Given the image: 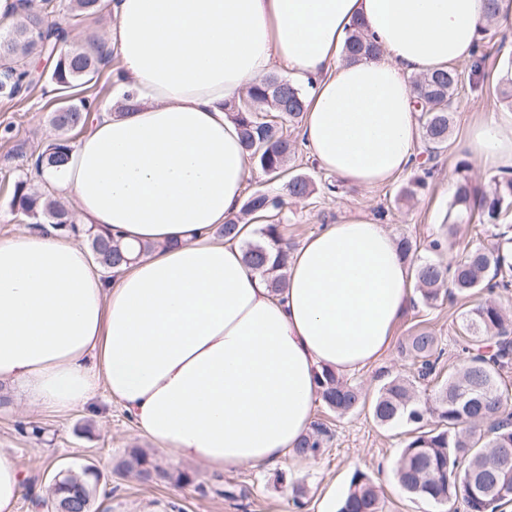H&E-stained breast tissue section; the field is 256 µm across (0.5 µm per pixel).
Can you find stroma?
Returning <instances> with one entry per match:
<instances>
[{"label": "stroma", "instance_id": "obj_1", "mask_svg": "<svg viewBox=\"0 0 512 512\" xmlns=\"http://www.w3.org/2000/svg\"><path fill=\"white\" fill-rule=\"evenodd\" d=\"M486 61L481 75L470 65H457L459 83L451 125V148L435 159L432 177L411 200L400 193L420 175L412 167L390 182L357 187L344 183L327 190L331 175L320 171L306 148H299L285 173L269 178L259 167H252L245 194L262 189L285 198L279 215L280 230L291 249H298L312 234L335 223L342 215L364 213L375 216L394 237L417 241L419 260L442 262L460 260L477 246L494 241L492 227L474 233L461 225L455 238H447L446 223L450 188L458 178L460 161H467L454 147L469 125L494 115L508 117L512 109L500 102L497 85L501 67L512 59V28L483 26L478 41ZM59 93L50 81H41L28 94L14 100L0 98V239L27 231L31 226L11 209L18 181L38 188L42 182L32 168L35 153L59 135L51 122L59 107ZM311 177L315 191L304 199L286 194L291 175ZM445 239L441 252H432L429 243ZM472 300L444 301L436 308L413 302L398 321L390 347L382 359L369 367L348 374L347 380L359 387L366 400L352 413L336 416L323 403L314 407V421L324 423L329 437L324 454L298 467L272 465L212 473L201 464L174 461L156 451L119 404L98 396L91 406L57 414L27 404L17 391L0 384V449L13 453L25 477V493L15 512H36L34 499L47 498L53 475L60 469L94 467L99 474L98 493L92 512H298L292 504V483L306 488L305 506L299 512H336L355 471L361 470L380 487L385 512H441L434 504L407 497L395 480V469L410 429L406 425L386 427L377 424L368 406L379 388L397 375L414 372L410 359L399 352V345L417 327L431 330L443 351L439 380L463 365L460 323ZM139 450L163 469L165 479L141 481L126 470L124 463ZM283 485H276L277 476Z\"/></svg>", "mask_w": 512, "mask_h": 512}]
</instances>
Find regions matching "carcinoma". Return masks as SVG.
<instances>
[{
    "label": "carcinoma",
    "instance_id": "cac0c4a2",
    "mask_svg": "<svg viewBox=\"0 0 512 512\" xmlns=\"http://www.w3.org/2000/svg\"><path fill=\"white\" fill-rule=\"evenodd\" d=\"M101 7V0H68L65 5L58 0H42L36 8L31 0H19L16 22L6 33H0V41L6 38L10 42V51L0 56V97L13 99L41 81L42 76L34 74L25 62L30 55L55 60L50 81L61 93L90 82L107 63L106 57L92 45L56 55L58 43L66 39V29L52 23L49 16L64 8L76 24ZM346 51L350 59L372 57L377 47L357 24ZM457 84L458 74L451 67L412 80L428 162L449 147ZM499 94L501 102L512 107V60L507 62ZM246 100V104L241 100L226 103L224 111L238 125L249 158L276 178L298 149L286 125L302 117L304 93L288 80L269 76L249 87ZM87 111V100L81 99L67 105L64 112H54L52 123L61 135L38 152L36 172L58 168L68 160L72 145L67 133L85 128ZM465 171L467 163L462 161V175L448 204V233H454L459 221L475 219L496 229V243L471 249L448 266L435 260L414 265L419 300L428 308L445 299L468 298L483 290L491 293L512 285V225L499 223L503 210L512 206V177L494 179V193L489 198L476 193ZM287 190L291 197H307L313 192V182L298 174L288 181ZM12 206L30 224L76 230L72 214L62 203L49 194L31 191L25 181L15 185ZM281 206V198L258 190L249 196L243 211L264 218ZM261 234L262 241L245 249V261L267 277L270 288L281 291L285 288L281 270L288 264V243L275 223L264 225ZM89 239L95 259L106 269L117 271L144 252L142 248L136 253L123 248L92 230ZM462 328L472 342L464 364L448 375V381L432 397L423 400L418 396V385L433 376L441 352L432 332L422 329L412 333L401 353L414 361L413 378L396 376L386 382L372 401V415L383 426L405 423L413 427L395 470L399 485L409 496L439 505L458 503L464 512H503L512 503V454L503 452L505 448L512 450V411L508 410L500 378L512 365V318L496 301L486 300L468 311ZM317 383L321 400L338 416L362 403L358 388L334 371H322ZM327 437L324 424L313 425L296 445V454L317 459L326 450ZM126 465L145 482L166 476L138 450L131 452ZM338 512H383L379 487L369 474L360 470L353 473Z\"/></svg>",
    "mask_w": 512,
    "mask_h": 512
}]
</instances>
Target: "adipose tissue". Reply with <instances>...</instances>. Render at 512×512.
<instances>
[{
    "label": "adipose tissue",
    "instance_id": "obj_1",
    "mask_svg": "<svg viewBox=\"0 0 512 512\" xmlns=\"http://www.w3.org/2000/svg\"><path fill=\"white\" fill-rule=\"evenodd\" d=\"M98 47L117 54L112 103L92 107L45 179L81 223L153 245L119 278L39 231L0 239V381L57 413L99 393L174 460L212 472L294 461L322 370L388 350L411 302L396 240L342 216L295 252L283 292L249 267L252 225L216 240L250 176L226 102L275 65L307 88L316 166L361 187L409 165L421 129L409 75L470 61L483 0H110ZM376 57L344 60L355 23ZM133 105H125L126 94ZM464 151L512 169V119L474 124Z\"/></svg>",
    "mask_w": 512,
    "mask_h": 512
}]
</instances>
